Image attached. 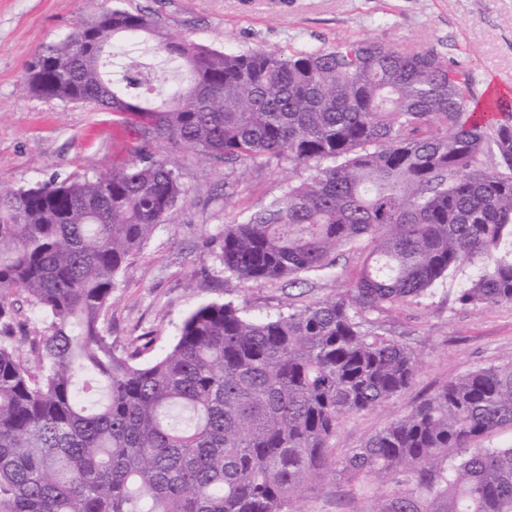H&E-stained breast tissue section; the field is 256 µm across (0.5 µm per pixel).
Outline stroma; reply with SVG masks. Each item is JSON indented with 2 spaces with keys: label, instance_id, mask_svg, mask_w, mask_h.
<instances>
[{
  "label": "stroma",
  "instance_id": "stroma-1",
  "mask_svg": "<svg viewBox=\"0 0 512 512\" xmlns=\"http://www.w3.org/2000/svg\"><path fill=\"white\" fill-rule=\"evenodd\" d=\"M122 2L154 15L164 31L220 47H261L285 54L327 49L371 37L413 50H431L449 66L469 71L477 98L508 101L512 117V0H0V190L58 175L81 176L124 155L126 133L118 113L65 103L29 92L27 66L37 52L86 23L96 8ZM179 177L184 199L159 224L119 277L105 324L116 344L138 336L149 356L175 340L198 305L227 302L255 315L288 313L332 297L360 270L361 251H346L335 268L305 284L237 287L220 262L226 224L281 193L305 170L288 163H250L227 175L222 162L166 141L152 143ZM464 267L426 294L371 318L381 333L410 346L418 373L407 389L374 410L346 419L332 446L342 455L444 386L476 369L512 361V305L468 309L457 292L473 276ZM302 512H365L346 484L328 477L309 493Z\"/></svg>",
  "mask_w": 512,
  "mask_h": 512
}]
</instances>
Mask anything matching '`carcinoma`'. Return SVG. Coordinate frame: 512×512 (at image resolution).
<instances>
[{
  "mask_svg": "<svg viewBox=\"0 0 512 512\" xmlns=\"http://www.w3.org/2000/svg\"><path fill=\"white\" fill-rule=\"evenodd\" d=\"M189 69L158 101L164 71L119 50L141 38ZM69 74L25 85L133 118V158L82 178L0 193V319L21 296L46 323L28 350L0 328V512H301L333 475L396 486L370 512H512V362L448 381L343 457L342 421L406 389L412 350L367 312L422 296L463 267L469 308L512 305V124L432 51L375 38L289 55L170 37L144 11L68 34ZM112 80L104 78L107 66ZM151 141L186 144L229 173L256 160L310 174L224 225L220 261L242 286L307 281L361 241L344 292L253 317L204 303L163 355L141 360L104 322L131 256L185 190Z\"/></svg>",
  "mask_w": 512,
  "mask_h": 512,
  "instance_id": "cac0c4a2",
  "label": "carcinoma"
}]
</instances>
